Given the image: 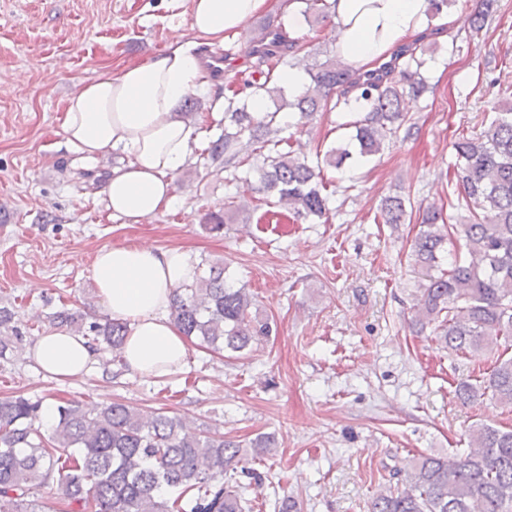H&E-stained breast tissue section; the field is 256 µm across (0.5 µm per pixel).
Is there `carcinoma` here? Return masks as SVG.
Instances as JSON below:
<instances>
[{"label":"carcinoma","instance_id":"1","mask_svg":"<svg viewBox=\"0 0 512 512\" xmlns=\"http://www.w3.org/2000/svg\"><path fill=\"white\" fill-rule=\"evenodd\" d=\"M304 18L330 17L327 0H298ZM277 32L255 50L264 66L285 43ZM288 50L297 41L288 42ZM425 60L407 48L381 69L360 74L340 60L329 59L309 71L307 90L289 102L299 119L318 112L350 111L364 115L345 125L354 129L350 146L332 147L311 164L276 149L279 111L257 114L232 96L224 103V133L205 149L210 164L243 166L247 147L268 148L256 167V180L244 179L252 193L273 195L294 219L323 218L329 198L322 171L340 170L354 156L368 161L387 136L406 122L400 110L408 96L428 89L421 73ZM397 72V79L388 74ZM264 80L247 83L249 95L281 96L282 87ZM491 120L479 134L460 133L452 144L454 175L468 215L445 214L434 204L422 209L420 230L412 244L416 262L430 270L448 253V271L432 276L423 291L416 319L433 327L435 339L455 355L477 358L512 337V102L491 104ZM406 199L386 197L374 221L404 224ZM196 281L176 290L169 316L186 340L213 350L241 353L267 343L272 326L251 313L253 296L228 284L219 264L198 265ZM56 328L84 336L94 350L112 353L103 362L110 372L121 361L127 324L105 318L87 322L83 314L63 308L48 316ZM23 336L14 308L0 306V359L22 350ZM490 396L512 408V356L497 357L487 378L462 380L457 398L466 404ZM42 403L23 396L0 398V512H36L33 490L56 480L69 512H245L243 486L224 483V474L239 469L256 482L261 473L249 462L272 451L274 441L260 436L249 447L202 430L186 419L157 409L145 416L121 402L92 413L77 401L57 406L50 432L40 422ZM371 512H512V430L473 423L468 449L461 455L420 457L402 487L380 490Z\"/></svg>","mask_w":512,"mask_h":512}]
</instances>
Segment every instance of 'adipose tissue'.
Masks as SVG:
<instances>
[{
  "instance_id": "adipose-tissue-1",
  "label": "adipose tissue",
  "mask_w": 512,
  "mask_h": 512,
  "mask_svg": "<svg viewBox=\"0 0 512 512\" xmlns=\"http://www.w3.org/2000/svg\"><path fill=\"white\" fill-rule=\"evenodd\" d=\"M343 59L360 71L376 69L424 30L430 0H329ZM267 0H190V40L175 41L142 63L76 84L64 100L66 147L85 161L115 151L129 155L104 186L107 207L136 224L171 206L173 180L196 139L180 115L184 99L210 83L195 52L199 41L238 35ZM197 260L181 247L147 244L100 249L91 277L113 319L127 324L122 356L145 377L183 365L187 341L169 318L175 289L193 282ZM50 375L69 379L86 372L94 351L82 336L62 329L39 336L31 348Z\"/></svg>"
}]
</instances>
